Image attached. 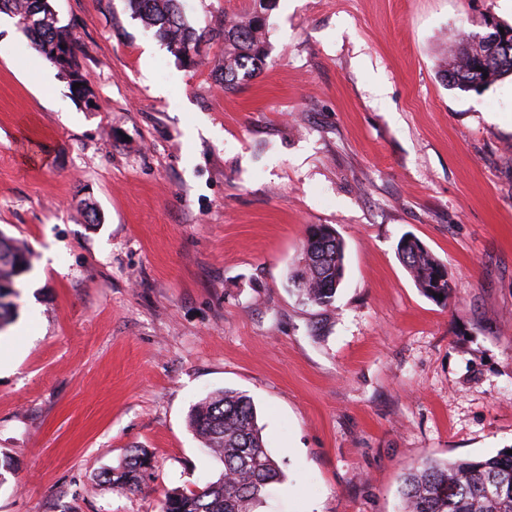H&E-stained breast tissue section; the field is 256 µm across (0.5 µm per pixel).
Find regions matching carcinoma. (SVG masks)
Segmentation results:
<instances>
[{
	"mask_svg": "<svg viewBox=\"0 0 512 512\" xmlns=\"http://www.w3.org/2000/svg\"><path fill=\"white\" fill-rule=\"evenodd\" d=\"M134 16L186 63H194L189 52L203 34L185 19L180 0H129ZM273 0L260 5L238 22H219L208 30L224 41V64L215 74L226 89L252 77L265 65V36ZM0 14L16 21L33 17L23 27L34 50L52 62L55 54L78 52L74 31L60 23L51 0H0ZM484 51L476 35L462 38L443 70L450 86L479 91L509 74L512 59L483 62ZM398 256L420 292L443 305L452 296L445 265L415 237L404 236L397 244ZM29 271L27 249L0 233V284H13ZM345 274V249L335 229L326 225L308 227L303 242V266L292 276L295 286L316 305L332 303ZM188 424L203 447L219 459L224 469L214 481L186 492H171L159 503L158 512H254L268 492L281 482L283 473L268 453L250 396L220 390L200 400L191 409ZM155 467L154 456L143 449L129 452L117 467L102 472L104 483L118 491H134ZM402 512H512V455L500 453L485 459H456L440 464L425 461L402 476Z\"/></svg>",
	"mask_w": 512,
	"mask_h": 512,
	"instance_id": "carcinoma-1",
	"label": "carcinoma"
}]
</instances>
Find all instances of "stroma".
<instances>
[{"instance_id":"stroma-1","label":"stroma","mask_w":512,"mask_h":512,"mask_svg":"<svg viewBox=\"0 0 512 512\" xmlns=\"http://www.w3.org/2000/svg\"><path fill=\"white\" fill-rule=\"evenodd\" d=\"M180 4L201 30L254 0ZM52 5L97 106L0 17V232L30 259L0 330V512H157L221 473L188 414L224 389L285 474L257 512H398L423 460L512 449V77H441L512 0H277L231 91L220 39L189 66L127 0ZM315 224L345 247L329 307L288 282ZM406 235L446 264L448 305ZM133 448L157 466L112 491ZM397 253L420 292L432 301L446 305L452 296V288L442 261L412 236H403L399 240ZM439 294H443V299Z\"/></svg>"}]
</instances>
